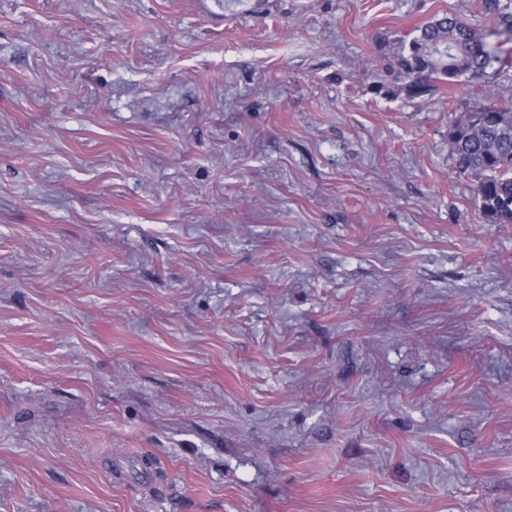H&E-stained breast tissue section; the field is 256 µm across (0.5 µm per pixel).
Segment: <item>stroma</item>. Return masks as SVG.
<instances>
[{"label":"stroma","instance_id":"stroma-1","mask_svg":"<svg viewBox=\"0 0 512 512\" xmlns=\"http://www.w3.org/2000/svg\"><path fill=\"white\" fill-rule=\"evenodd\" d=\"M485 2L0 0V512H512ZM488 25L475 29L457 17L444 15L428 22L397 53L393 72L409 80L408 92L413 96L453 84L460 75L472 80L490 76H510L511 56H503L501 45L512 40V4L487 0ZM498 67L495 68V65ZM456 168L476 179L475 194L485 220L512 224V112L495 103L466 112L448 129Z\"/></svg>","mask_w":512,"mask_h":512}]
</instances>
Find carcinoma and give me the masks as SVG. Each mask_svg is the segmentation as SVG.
Segmentation results:
<instances>
[{
  "label": "carcinoma",
  "mask_w": 512,
  "mask_h": 512,
  "mask_svg": "<svg viewBox=\"0 0 512 512\" xmlns=\"http://www.w3.org/2000/svg\"><path fill=\"white\" fill-rule=\"evenodd\" d=\"M488 25L475 29L445 15L419 28L397 53L393 72L409 80L408 92L419 96L460 75L472 80L508 74L512 59L501 45L512 40V5L488 0ZM456 168L475 177V194L485 220L512 224V112L495 103L481 104L448 129Z\"/></svg>",
  "instance_id": "carcinoma-1"
}]
</instances>
